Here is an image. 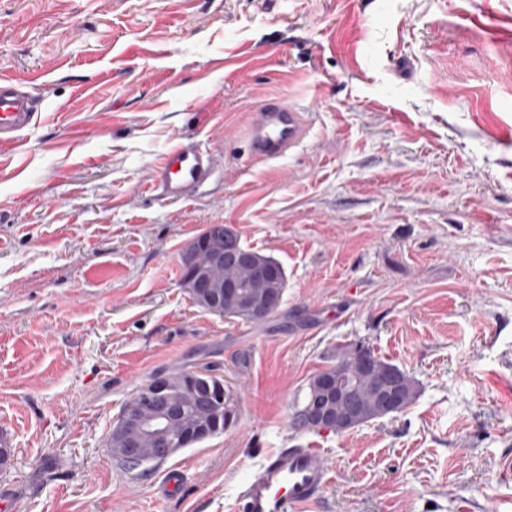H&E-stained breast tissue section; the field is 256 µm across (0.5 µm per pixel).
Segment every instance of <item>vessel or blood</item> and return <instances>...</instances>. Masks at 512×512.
<instances>
[{
    "instance_id": "b4317fda",
    "label": "vessel or blood",
    "mask_w": 512,
    "mask_h": 512,
    "mask_svg": "<svg viewBox=\"0 0 512 512\" xmlns=\"http://www.w3.org/2000/svg\"><path fill=\"white\" fill-rule=\"evenodd\" d=\"M34 118L26 83L0 78V148H16ZM307 112L279 98L249 110L243 134L251 158L269 163L289 154L308 134ZM213 155L196 143H175L156 163L150 187L176 200L191 199L206 181ZM332 479L321 448H283L253 471L235 500L237 512H303L319 502Z\"/></svg>"
}]
</instances>
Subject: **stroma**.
<instances>
[{"mask_svg":"<svg viewBox=\"0 0 512 512\" xmlns=\"http://www.w3.org/2000/svg\"><path fill=\"white\" fill-rule=\"evenodd\" d=\"M2 75L39 98L0 151L12 512H231L298 444L329 455L315 512H512V0H0ZM275 96L310 134L256 165L245 110ZM180 139L214 154L188 201L148 190ZM211 224L283 266L268 319L193 303L181 253ZM359 342L416 401L295 429L309 378ZM206 368L235 423L123 470L107 436L137 387ZM368 349L370 351V354L373 356V367L372 371L375 368H394L400 371L401 374V384H402V390L404 394V401L401 408V412L405 411L407 408H409L413 402L416 400L418 396V386L415 379L409 375L406 371L400 369L398 366L380 358L377 356L372 349H370L365 344H343V345H336V349L333 350L331 354L332 359V365L329 366L327 369L332 368L333 366L340 365L345 368H352L356 367L357 363L360 358V354L362 350Z\"/></svg>","mask_w":512,"mask_h":512,"instance_id":"1","label":"stroma"}]
</instances>
